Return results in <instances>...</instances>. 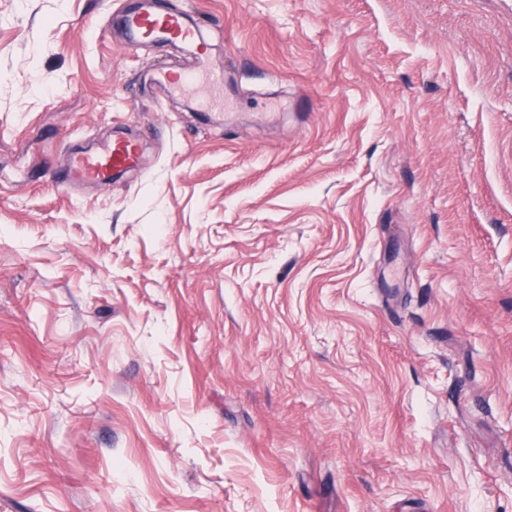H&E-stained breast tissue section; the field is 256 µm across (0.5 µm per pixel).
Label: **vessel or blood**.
<instances>
[{
  "label": "vessel or blood",
  "mask_w": 512,
  "mask_h": 512,
  "mask_svg": "<svg viewBox=\"0 0 512 512\" xmlns=\"http://www.w3.org/2000/svg\"><path fill=\"white\" fill-rule=\"evenodd\" d=\"M124 31L128 42L153 45L177 44L193 58V67L170 70L156 77L166 91H195L205 89L216 95L224 87L209 61L206 47L200 42L194 28L188 26L182 14L169 10L162 0H148L141 10L124 17ZM140 158L136 138L127 137L88 153L71 157L62 181L67 185L91 184L105 187L120 171L134 168Z\"/></svg>",
  "instance_id": "vessel-or-blood-1"
}]
</instances>
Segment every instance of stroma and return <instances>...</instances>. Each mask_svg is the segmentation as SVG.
<instances>
[{
    "label": "stroma",
    "instance_id": "stroma-1",
    "mask_svg": "<svg viewBox=\"0 0 512 512\" xmlns=\"http://www.w3.org/2000/svg\"><path fill=\"white\" fill-rule=\"evenodd\" d=\"M140 3L0 0V512H512V0ZM148 5L124 17V31L130 43L153 45L179 44L194 60L187 70H170L155 77V81L169 93L205 89L209 96L224 87V76L219 77L209 61L206 47L200 42L194 28L184 16L165 7L162 0H145ZM140 158L139 143L127 137L88 153L73 156L66 165L61 183L67 186L91 184L106 187L120 171L134 168Z\"/></svg>",
    "mask_w": 512,
    "mask_h": 512
}]
</instances>
